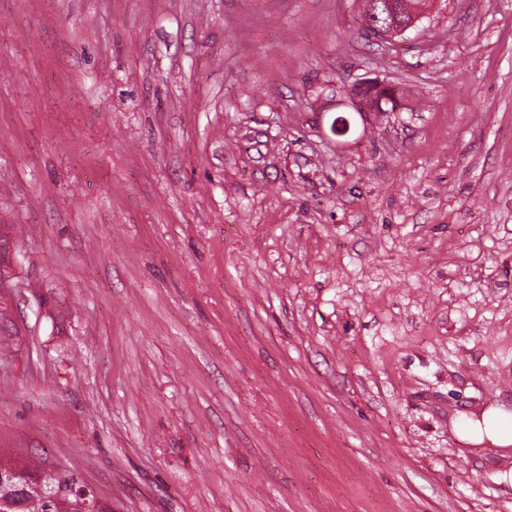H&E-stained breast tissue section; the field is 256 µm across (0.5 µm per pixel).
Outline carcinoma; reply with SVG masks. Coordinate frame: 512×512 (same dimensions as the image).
Listing matches in <instances>:
<instances>
[{
  "label": "carcinoma",
  "mask_w": 512,
  "mask_h": 512,
  "mask_svg": "<svg viewBox=\"0 0 512 512\" xmlns=\"http://www.w3.org/2000/svg\"><path fill=\"white\" fill-rule=\"evenodd\" d=\"M17 337V328L5 312L0 313V347H6ZM0 471H12L19 478L0 482V512H84L86 499L67 493L59 498L57 491L66 480L75 479L72 473L43 474L35 464H18L0 460Z\"/></svg>",
  "instance_id": "1"
}]
</instances>
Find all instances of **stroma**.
Masks as SVG:
<instances>
[{
    "mask_svg": "<svg viewBox=\"0 0 512 512\" xmlns=\"http://www.w3.org/2000/svg\"><path fill=\"white\" fill-rule=\"evenodd\" d=\"M1 224L0 457L114 512H512L460 439L512 428V0L391 42L361 0H0ZM4 258L0 257V298L1 300L11 293L12 280L15 277L17 263L13 249L4 253ZM500 419L499 412L497 411L485 413L482 417V421H476L471 424L467 432L461 435V439L468 443L481 442L484 438L482 432V424H484L486 436L492 443L501 447L509 446L512 444V431L504 427L496 428L491 426L492 423H498L497 420Z\"/></svg>",
    "mask_w": 512,
    "mask_h": 512,
    "instance_id": "1",
    "label": "stroma"
}]
</instances>
